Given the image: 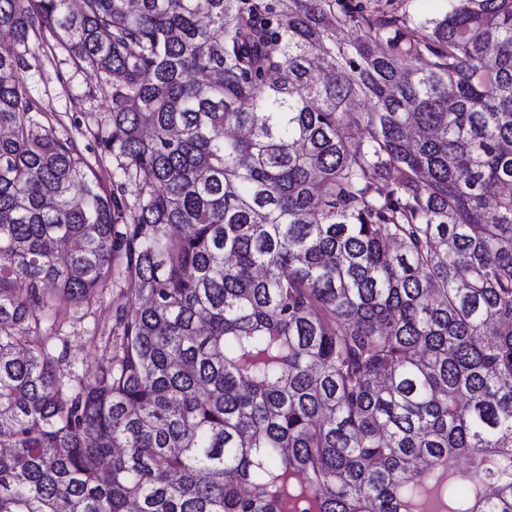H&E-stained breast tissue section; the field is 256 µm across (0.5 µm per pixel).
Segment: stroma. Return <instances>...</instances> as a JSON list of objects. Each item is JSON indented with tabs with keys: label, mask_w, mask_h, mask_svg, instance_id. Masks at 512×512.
Returning a JSON list of instances; mask_svg holds the SVG:
<instances>
[{
	"label": "stroma",
	"mask_w": 512,
	"mask_h": 512,
	"mask_svg": "<svg viewBox=\"0 0 512 512\" xmlns=\"http://www.w3.org/2000/svg\"><path fill=\"white\" fill-rule=\"evenodd\" d=\"M23 84L41 125L62 139L73 138L104 187L112 185L117 161L102 141L111 131L112 88L87 64L78 62L53 34L30 39ZM107 287L69 305L60 336L67 344V373L94 377L111 360L118 339L112 331V307L127 288L121 264H114Z\"/></svg>",
	"instance_id": "35a3bbf8"
}]
</instances>
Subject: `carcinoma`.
Masks as SVG:
<instances>
[{
	"label": "carcinoma",
	"instance_id": "1",
	"mask_svg": "<svg viewBox=\"0 0 512 512\" xmlns=\"http://www.w3.org/2000/svg\"><path fill=\"white\" fill-rule=\"evenodd\" d=\"M451 2L0 0V512H512V0ZM44 30L129 223L31 115ZM119 252L118 353L62 376ZM394 8L410 18L420 15H435L448 7V0H394Z\"/></svg>",
	"mask_w": 512,
	"mask_h": 512
}]
</instances>
